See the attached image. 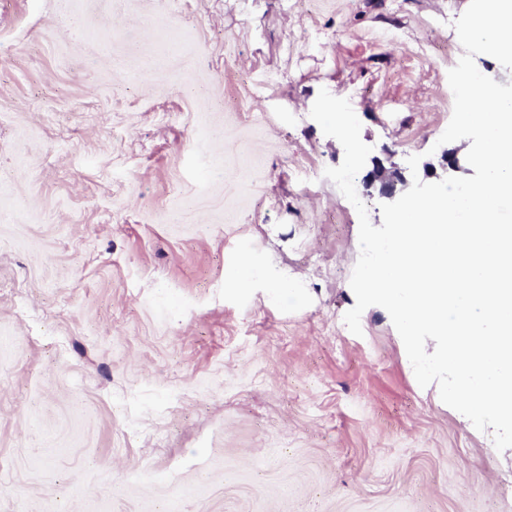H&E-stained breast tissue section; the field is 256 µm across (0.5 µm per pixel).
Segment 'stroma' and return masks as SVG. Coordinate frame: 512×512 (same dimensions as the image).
I'll return each instance as SVG.
<instances>
[{"mask_svg":"<svg viewBox=\"0 0 512 512\" xmlns=\"http://www.w3.org/2000/svg\"><path fill=\"white\" fill-rule=\"evenodd\" d=\"M469 0H0V512H502L497 450L356 301L310 116L376 166L437 146ZM251 260L299 293L243 290Z\"/></svg>","mask_w":512,"mask_h":512,"instance_id":"1","label":"stroma"}]
</instances>
